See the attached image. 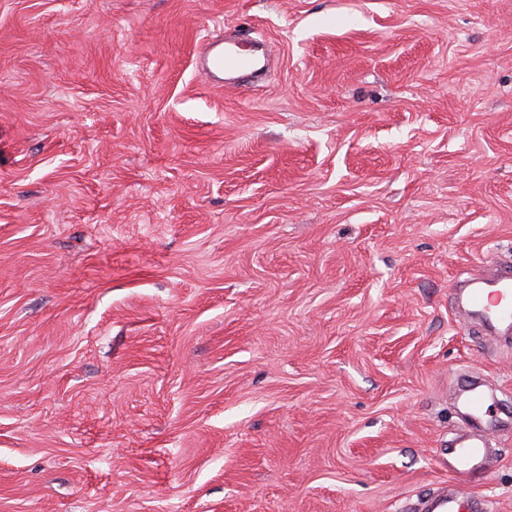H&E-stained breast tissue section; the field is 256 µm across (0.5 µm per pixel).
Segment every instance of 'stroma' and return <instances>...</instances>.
Returning a JSON list of instances; mask_svg holds the SVG:
<instances>
[{"instance_id": "35a3bbf8", "label": "stroma", "mask_w": 512, "mask_h": 512, "mask_svg": "<svg viewBox=\"0 0 512 512\" xmlns=\"http://www.w3.org/2000/svg\"><path fill=\"white\" fill-rule=\"evenodd\" d=\"M502 260L512 0H0V512H408ZM259 51L243 52L226 43L224 47L219 48L210 41L200 54L198 72L208 82L219 78L220 75L252 74L263 68L262 55L258 53Z\"/></svg>"}]
</instances>
